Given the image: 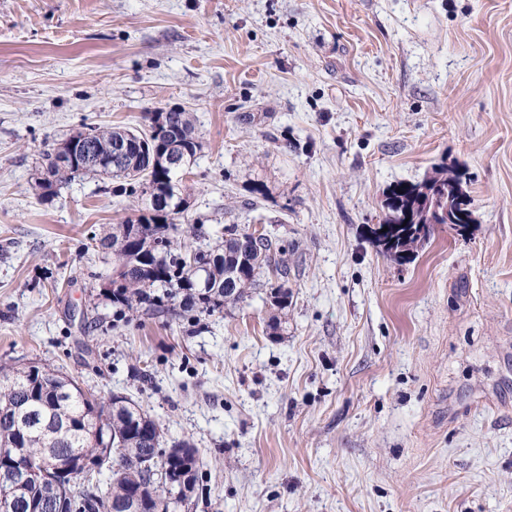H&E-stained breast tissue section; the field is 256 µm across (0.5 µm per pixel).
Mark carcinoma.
Instances as JSON below:
<instances>
[{"mask_svg":"<svg viewBox=\"0 0 512 512\" xmlns=\"http://www.w3.org/2000/svg\"><path fill=\"white\" fill-rule=\"evenodd\" d=\"M174 134L190 151L195 162L201 144L192 113L182 109L168 113ZM94 148L111 151L113 142L126 141L129 151L119 168L88 166L84 173L122 180L121 192L139 198L140 215L135 220L114 224L98 239L99 248L112 254L110 297L119 312L150 315L165 313L174 319L211 314L228 303L245 302L253 292L269 289L271 305L279 312L270 327L279 329L280 314L288 309L290 292L286 250L271 238L255 240L249 229L237 224L224 226V233L209 239L201 224H187L183 238L176 237L178 225L155 212L144 197L145 186L163 185L172 175L168 169L151 166L155 139L147 133L124 127H97ZM75 178L59 165L55 151L41 154L36 190L41 197L57 195L53 187ZM383 225L388 231L403 230L395 249L380 245L370 237L378 252L399 262L413 259L414 234L433 215L434 223H476L471 200L462 189V174L446 166L434 168L417 183H399L389 188L382 201ZM206 266L208 287L197 288L190 256ZM160 425L127 398L86 395L73 375L48 363L0 364V447L19 441L26 449V464L56 461L60 471L29 482L21 492L22 512L30 505L57 504V512H72L68 492L85 482L84 468L101 455L110 456L112 476L96 479L94 499L88 512H126L136 501V512H161L171 500L174 482L185 476L197 483L198 450L187 442L162 447Z\"/></svg>","mask_w":512,"mask_h":512,"instance_id":"cac0c4a2","label":"carcinoma"}]
</instances>
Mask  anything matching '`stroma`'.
Returning a JSON list of instances; mask_svg holds the SVG:
<instances>
[{
  "mask_svg": "<svg viewBox=\"0 0 512 512\" xmlns=\"http://www.w3.org/2000/svg\"><path fill=\"white\" fill-rule=\"evenodd\" d=\"M170 106L182 222L288 248L280 331L262 292L117 312L93 238L133 198L34 190L43 150ZM441 163L476 223L377 253L384 191ZM35 360L198 448L192 512H512V0H0V361ZM179 109V107H168L158 110V113H168V120L172 127V131L174 134L178 135L181 139V146L184 149H188L191 154L190 158H188V162L190 166L194 164L196 160L197 152L201 150V144L198 141V137L196 134V126L194 121V116L191 112H186V110L181 109L180 111L171 110Z\"/></svg>",
  "mask_w": 512,
  "mask_h": 512,
  "instance_id": "1",
  "label": "stroma"
}]
</instances>
